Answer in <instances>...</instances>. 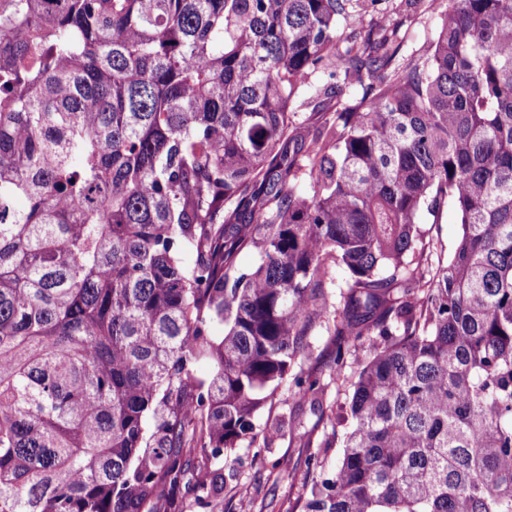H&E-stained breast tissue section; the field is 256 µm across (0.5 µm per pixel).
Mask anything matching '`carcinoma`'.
<instances>
[{
  "label": "carcinoma",
  "instance_id": "obj_1",
  "mask_svg": "<svg viewBox=\"0 0 512 512\" xmlns=\"http://www.w3.org/2000/svg\"><path fill=\"white\" fill-rule=\"evenodd\" d=\"M374 3L0 0V512H224L200 475L330 317L369 355L303 512H512V0L406 57L340 32ZM419 223L426 242L430 240L437 247L433 262L437 263L438 257L446 262L453 254L461 232L459 215L453 205L445 204L435 216L424 211ZM347 274L343 267H336L332 265L330 269L329 279L325 285V292L327 295V302L330 306L331 311L336 308L340 300V291L345 287Z\"/></svg>",
  "mask_w": 512,
  "mask_h": 512
}]
</instances>
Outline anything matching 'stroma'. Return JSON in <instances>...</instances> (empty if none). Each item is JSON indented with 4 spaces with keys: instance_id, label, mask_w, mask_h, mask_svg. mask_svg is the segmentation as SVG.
<instances>
[{
    "instance_id": "obj_1",
    "label": "stroma",
    "mask_w": 512,
    "mask_h": 512,
    "mask_svg": "<svg viewBox=\"0 0 512 512\" xmlns=\"http://www.w3.org/2000/svg\"><path fill=\"white\" fill-rule=\"evenodd\" d=\"M394 0H382L376 11L349 12L343 28L351 30L380 19L399 27L403 55L426 49L436 37L442 4L416 19L397 15ZM420 230L435 246L434 254L448 259L461 232L457 211L445 204L437 214H422ZM315 380L316 401H297L290 394L294 377ZM352 377L351 366L337 367L336 338L331 323L315 324L307 345L276 395L258 412L255 441H242L232 453V463L221 466L224 479V512H301L313 485L329 477L342 450L336 434L342 426L336 419Z\"/></svg>"
}]
</instances>
